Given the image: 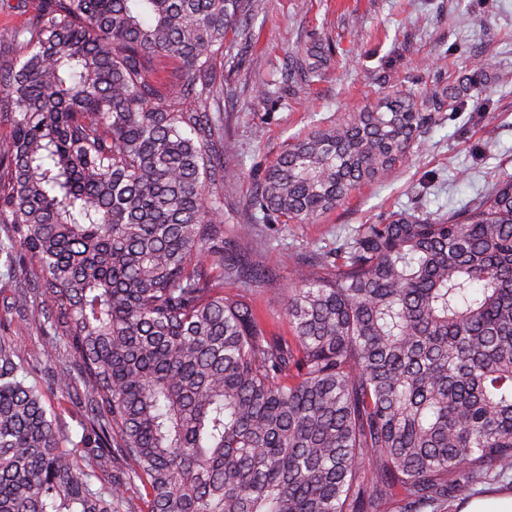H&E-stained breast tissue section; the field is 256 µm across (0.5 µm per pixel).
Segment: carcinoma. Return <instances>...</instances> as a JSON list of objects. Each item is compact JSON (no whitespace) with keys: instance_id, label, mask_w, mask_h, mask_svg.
I'll list each match as a JSON object with an SVG mask.
<instances>
[{"instance_id":"1","label":"carcinoma","mask_w":512,"mask_h":512,"mask_svg":"<svg viewBox=\"0 0 512 512\" xmlns=\"http://www.w3.org/2000/svg\"><path fill=\"white\" fill-rule=\"evenodd\" d=\"M250 0H39L0 60V512H445L512 473V176L459 212L389 213L313 254L283 336L258 224H308L422 151L507 73L397 90L289 143L234 221L224 71ZM335 53L293 55L310 85ZM236 286L230 294L224 288ZM83 405L80 440L43 403ZM112 469L109 485L93 477ZM138 485V502L127 496ZM5 333L17 338L25 353L33 359H46L47 352H51V347L42 333L32 327L22 315L7 316Z\"/></svg>"}]
</instances>
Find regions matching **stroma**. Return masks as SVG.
Listing matches in <instances>:
<instances>
[{
	"instance_id": "35a3bbf8",
	"label": "stroma",
	"mask_w": 512,
	"mask_h": 512,
	"mask_svg": "<svg viewBox=\"0 0 512 512\" xmlns=\"http://www.w3.org/2000/svg\"><path fill=\"white\" fill-rule=\"evenodd\" d=\"M469 13L468 26L457 17ZM248 43L236 48L238 64L226 78L225 161L238 173L230 195L246 222V202L258 170L292 138L336 123L367 98L396 88L421 95L449 70L483 64L512 73V0H255ZM333 43L349 67L328 63L322 80L288 86V63L310 39ZM276 98H257L259 85ZM426 151L410 156L381 183L362 187L334 211L310 224L258 226L257 243L274 287L257 301L278 311L281 289L293 284L297 262L350 241L362 224L379 223L393 210L432 214L461 210L512 172V83L491 85L458 112H442L423 134ZM468 169L467 181L456 173Z\"/></svg>"
}]
</instances>
